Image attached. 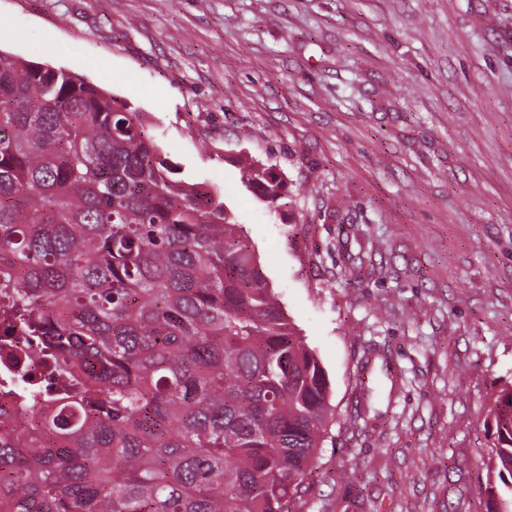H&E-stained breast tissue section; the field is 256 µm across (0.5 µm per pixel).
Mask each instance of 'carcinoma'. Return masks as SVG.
Returning a JSON list of instances; mask_svg holds the SVG:
<instances>
[{
	"label": "carcinoma",
	"instance_id": "obj_1",
	"mask_svg": "<svg viewBox=\"0 0 512 512\" xmlns=\"http://www.w3.org/2000/svg\"><path fill=\"white\" fill-rule=\"evenodd\" d=\"M146 114L0 50V336L53 359L58 406L0 422V512H296L334 422L318 357L221 194ZM241 181L274 207L271 168ZM479 492L512 512V387Z\"/></svg>",
	"mask_w": 512,
	"mask_h": 512
}]
</instances>
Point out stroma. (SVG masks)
<instances>
[{"mask_svg":"<svg viewBox=\"0 0 512 512\" xmlns=\"http://www.w3.org/2000/svg\"><path fill=\"white\" fill-rule=\"evenodd\" d=\"M0 50L146 113L332 385L299 512H485L512 385V0H0ZM273 167V209L239 162Z\"/></svg>","mask_w":512,"mask_h":512,"instance_id":"1","label":"stroma"}]
</instances>
